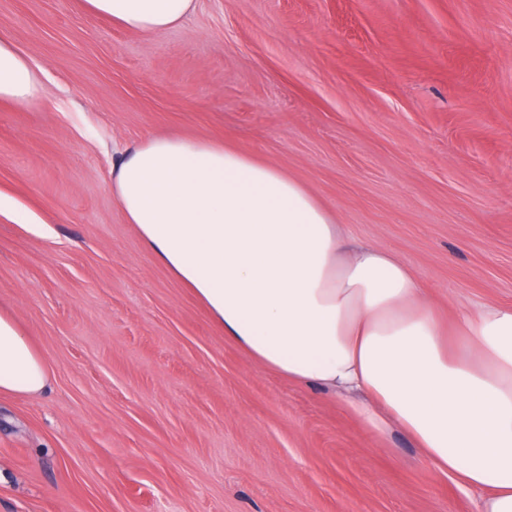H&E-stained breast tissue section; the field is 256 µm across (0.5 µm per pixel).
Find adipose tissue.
I'll return each instance as SVG.
<instances>
[{"mask_svg":"<svg viewBox=\"0 0 512 512\" xmlns=\"http://www.w3.org/2000/svg\"><path fill=\"white\" fill-rule=\"evenodd\" d=\"M92 16L152 36L194 0H83ZM41 96L28 59L0 40V99ZM112 195L154 259L255 363L334 397L363 396L357 418L395 426L481 512H512V307L482 305L448 340L430 289L381 245H350L302 182L211 140L156 136L123 152ZM50 375L0 309V396H34Z\"/></svg>","mask_w":512,"mask_h":512,"instance_id":"1","label":"adipose tissue"}]
</instances>
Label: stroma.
<instances>
[{
    "mask_svg": "<svg viewBox=\"0 0 512 512\" xmlns=\"http://www.w3.org/2000/svg\"><path fill=\"white\" fill-rule=\"evenodd\" d=\"M0 306L46 392L0 396V512H480L393 429L253 365L112 196L152 136L224 142L394 250L441 316L512 306V0H196L161 36L0 0ZM41 96L40 79L28 59L0 40V99L29 105Z\"/></svg>",
    "mask_w": 512,
    "mask_h": 512,
    "instance_id": "1",
    "label": "stroma"
}]
</instances>
